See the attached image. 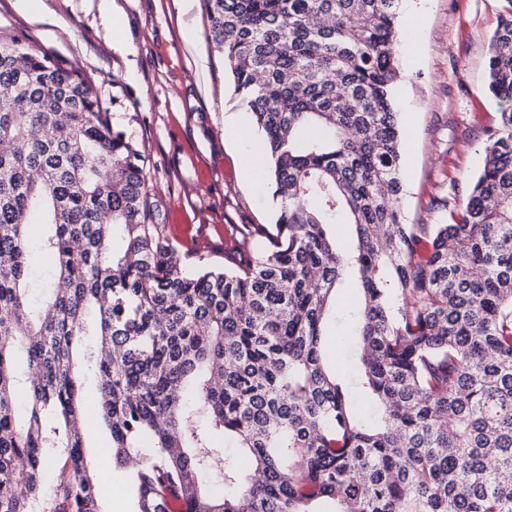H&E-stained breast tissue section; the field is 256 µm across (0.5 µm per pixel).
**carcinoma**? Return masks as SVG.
Here are the masks:
<instances>
[{
  "instance_id": "obj_1",
  "label": "carcinoma",
  "mask_w": 512,
  "mask_h": 512,
  "mask_svg": "<svg viewBox=\"0 0 512 512\" xmlns=\"http://www.w3.org/2000/svg\"><path fill=\"white\" fill-rule=\"evenodd\" d=\"M398 3L201 0L278 216L232 225L224 265L192 269L85 75L0 37V512H102L91 418L135 512L173 496L186 512H512V12L491 39L503 110L480 175L451 222L405 224ZM33 224L53 277L38 308ZM350 288L352 376L328 333ZM212 431L244 457L224 466L237 493L204 490Z\"/></svg>"
}]
</instances>
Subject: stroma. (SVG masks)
Returning a JSON list of instances; mask_svg holds the SVG:
<instances>
[{
	"mask_svg": "<svg viewBox=\"0 0 512 512\" xmlns=\"http://www.w3.org/2000/svg\"><path fill=\"white\" fill-rule=\"evenodd\" d=\"M422 14L402 31L394 104L405 134L402 212L408 224H444L480 172L484 143L500 122L487 90L491 37L512 0H414ZM0 34L15 35L79 69L116 130L136 142L158 206L156 221L191 224L199 249L180 247L187 263L224 261L231 224H271L270 193L243 179L237 143L224 115L244 111L207 38L200 0H0ZM129 50L113 51V35ZM110 433L97 428L90 460L107 472L103 512H135L124 474L103 460Z\"/></svg>",
	"mask_w": 512,
	"mask_h": 512,
	"instance_id": "35a3bbf8",
	"label": "stroma"
}]
</instances>
